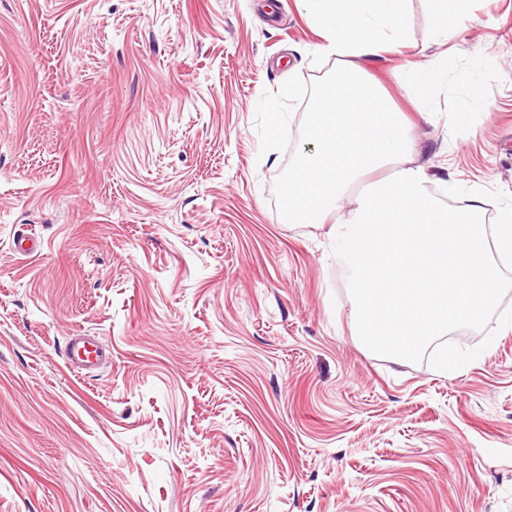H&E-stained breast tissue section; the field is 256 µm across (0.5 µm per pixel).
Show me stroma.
<instances>
[{
	"label": "stroma",
	"instance_id": "stroma-1",
	"mask_svg": "<svg viewBox=\"0 0 512 512\" xmlns=\"http://www.w3.org/2000/svg\"><path fill=\"white\" fill-rule=\"evenodd\" d=\"M431 8L363 66L432 195H512V0H469L421 107ZM320 42L296 0H0V512H512V329L448 374L375 355L329 224L277 211L304 107L264 153L257 104ZM452 57L446 52L428 65L413 64L404 72L405 96L415 104H425L432 93L448 75ZM68 364L78 371H94L102 366L99 345L91 336H70L65 346Z\"/></svg>",
	"mask_w": 512,
	"mask_h": 512
}]
</instances>
